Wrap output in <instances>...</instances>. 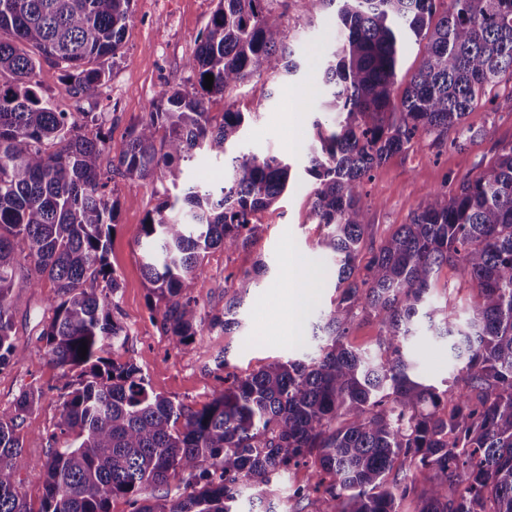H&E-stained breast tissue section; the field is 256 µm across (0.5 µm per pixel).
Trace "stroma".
Segmentation results:
<instances>
[{
  "label": "stroma",
  "mask_w": 512,
  "mask_h": 512,
  "mask_svg": "<svg viewBox=\"0 0 512 512\" xmlns=\"http://www.w3.org/2000/svg\"><path fill=\"white\" fill-rule=\"evenodd\" d=\"M216 7V0H134L133 16L125 37L124 54L113 66L110 80L95 111L105 113L108 144L103 163H110L124 145L133 123L149 112L152 102L166 89L190 86L184 68L195 43ZM299 0H289L282 18L291 29L292 47L299 71L272 82L252 81L227 99H214L208 107L221 115L225 102L254 113L232 155L269 153L287 158L291 169L288 188L271 207L258 212L262 236L247 250H211L204 262L195 296L200 307L224 305V296L212 290L213 282H236L250 271L257 257L269 259L270 269L259 288L247 295L239 309L241 325L231 331L214 328L197 337L190 351L172 347V338L149 318L147 283L137 241L146 213L159 199L161 185L151 180L118 181L116 230L109 262L118 276V317L128 332L125 344L113 350L120 361L133 362L154 390L177 403L202 407L224 388L226 375L247 376L277 359L315 356L318 342L312 326L319 312L337 297L331 263L319 251L321 226L311 216L312 179L305 171L314 138L313 122L320 117L318 54L332 45L336 19L322 15L311 27L296 19ZM471 138L464 150L451 147L450 136H429L420 147L388 158L363 185L362 200L370 208V226L362 254L389 237L433 190L448 180L475 175L496 156L501 145L512 142V81L502 80L485 107L465 120ZM308 282L296 335L285 333L290 290L297 277ZM50 286L26 288L17 279L13 290L15 326L12 339L28 353L26 360L0 369V419L9 420L19 392L43 388L45 394L21 431L23 467L21 487L32 506L42 497V476L52 444H64L58 434L64 392L58 372L43 356L40 338L51 317L47 303ZM477 295L457 272L442 268L430 291L428 303L447 306L458 324H465ZM416 371L429 383L443 386L460 374L462 363L449 350L447 340L435 337L427 321H420L406 344Z\"/></svg>",
  "instance_id": "stroma-1"
}]
</instances>
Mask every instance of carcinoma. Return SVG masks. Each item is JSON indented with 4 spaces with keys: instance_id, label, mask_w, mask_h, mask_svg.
Wrapping results in <instances>:
<instances>
[{
    "instance_id": "1",
    "label": "carcinoma",
    "mask_w": 512,
    "mask_h": 512,
    "mask_svg": "<svg viewBox=\"0 0 512 512\" xmlns=\"http://www.w3.org/2000/svg\"><path fill=\"white\" fill-rule=\"evenodd\" d=\"M134 0H0V367L27 358L12 342V292L27 243V281L47 279L54 312L44 356L69 389L35 510L21 492L20 430L43 392L23 390L0 420V512H234L258 488L275 512L277 481L306 466L320 512H512V143L472 177L429 194L407 224L371 250L355 275L369 227L364 177L423 136L465 129L503 77L512 78V0H301L302 20L331 11L338 43L320 58L322 107L310 146L312 215L321 253L334 265L330 308L314 324L319 355L275 360L240 378L200 409L155 391L130 361L105 356L127 336L117 317L120 283L108 263L116 179L167 183L142 224L151 318L188 349L205 330L239 325L237 309L269 264L259 259L224 308L193 296L207 253L245 250L263 231L256 214L285 192L290 166L277 155L231 160L224 184L185 181L196 154L219 156L242 134L245 115L205 99L253 79L297 73L288 0H217L184 67L189 88L153 102L109 168L101 112H59L36 81L42 62L65 92L95 102L120 58ZM410 37L426 52L396 93L399 51ZM214 76L206 88L205 75ZM455 269L478 293L465 329L448 308L427 306L440 270ZM102 291H97L98 286ZM451 342L465 373L441 390L417 379L404 347L419 317ZM379 325L377 351L346 343L356 318ZM87 346L86 358L79 347ZM426 473L417 488L403 472ZM188 493L170 496V479Z\"/></svg>"
}]
</instances>
